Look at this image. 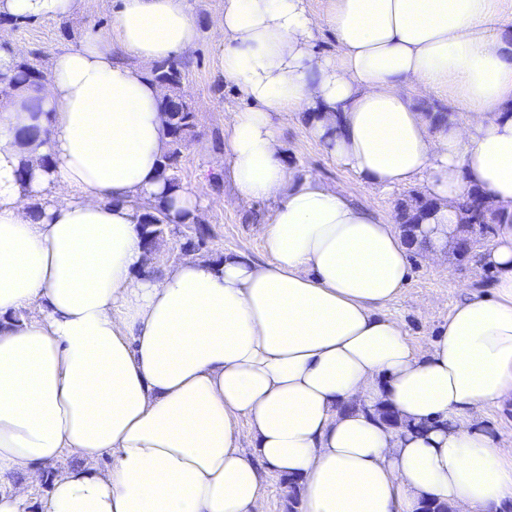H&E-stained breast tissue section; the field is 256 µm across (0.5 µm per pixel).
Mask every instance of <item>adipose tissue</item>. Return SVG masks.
<instances>
[{"instance_id":"obj_1","label":"adipose tissue","mask_w":512,"mask_h":512,"mask_svg":"<svg viewBox=\"0 0 512 512\" xmlns=\"http://www.w3.org/2000/svg\"><path fill=\"white\" fill-rule=\"evenodd\" d=\"M117 2L46 82L0 101V512H258L271 472L296 482L302 512H505L512 448L475 419L512 406V6L224 0L213 49L249 102L225 152L240 200L276 201L268 258L159 268L144 204L167 198L175 222L201 208L159 177L168 137L145 67L198 32L188 0ZM75 7L0 0L23 20ZM324 26L331 57L313 50ZM430 96L443 111H421ZM303 111L336 166L420 186L434 207L413 244L288 167L281 131ZM31 125L40 137H22ZM475 187L507 215L478 255L493 277L417 352L383 309L411 252L433 261L455 243Z\"/></svg>"}]
</instances>
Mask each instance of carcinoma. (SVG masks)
<instances>
[{"instance_id": "cac0c4a2", "label": "carcinoma", "mask_w": 512, "mask_h": 512, "mask_svg": "<svg viewBox=\"0 0 512 512\" xmlns=\"http://www.w3.org/2000/svg\"><path fill=\"white\" fill-rule=\"evenodd\" d=\"M45 54L42 47L30 50L28 56L20 58L14 65L10 81L21 84H35L44 75L40 61ZM189 67L184 57H173L154 65L151 70L153 80L168 87V94L160 103V109L167 115L168 148L160 161V177L172 190L181 187V158L186 145L196 137L197 112L180 94L183 75ZM484 195L478 188L468 192L458 203L460 212L459 230L455 249L467 255L479 238L493 233V226L501 223L503 216L490 209L478 211L477 200ZM432 211L431 203L423 198L412 197L398 203L396 221L404 228L408 244H413L414 231L428 219ZM145 245L156 246L160 240L170 235L182 240L181 249L202 250L212 238L211 229L197 227V221L171 224L166 220L165 201H159L153 211L145 214L140 224Z\"/></svg>"}]
</instances>
